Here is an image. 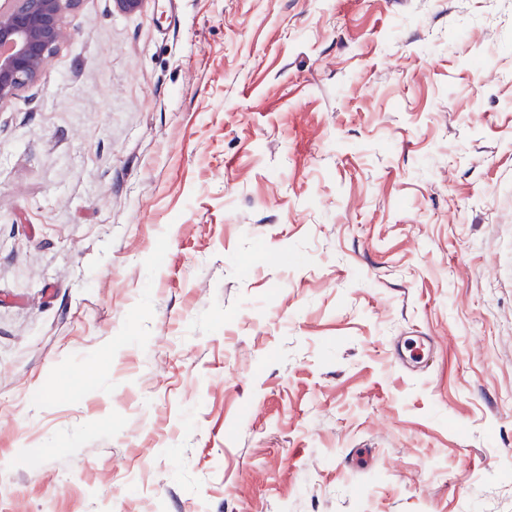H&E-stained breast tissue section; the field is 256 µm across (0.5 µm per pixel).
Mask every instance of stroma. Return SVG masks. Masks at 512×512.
<instances>
[{
  "label": "stroma",
  "mask_w": 512,
  "mask_h": 512,
  "mask_svg": "<svg viewBox=\"0 0 512 512\" xmlns=\"http://www.w3.org/2000/svg\"><path fill=\"white\" fill-rule=\"evenodd\" d=\"M64 23L0 104V512H512V0ZM414 341L418 344L421 353L418 357H414L409 353L408 343ZM433 339L429 336H416V338H408L395 348L394 357L404 366L409 364H419L425 356L431 351Z\"/></svg>",
  "instance_id": "35a3bbf8"
}]
</instances>
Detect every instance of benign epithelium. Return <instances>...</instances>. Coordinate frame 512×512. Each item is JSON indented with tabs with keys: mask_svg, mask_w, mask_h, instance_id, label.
Listing matches in <instances>:
<instances>
[{
	"mask_svg": "<svg viewBox=\"0 0 512 512\" xmlns=\"http://www.w3.org/2000/svg\"><path fill=\"white\" fill-rule=\"evenodd\" d=\"M79 0H0V103L38 82L55 47L71 37L63 17Z\"/></svg>",
	"mask_w": 512,
	"mask_h": 512,
	"instance_id": "benign-epithelium-1",
	"label": "benign epithelium"
}]
</instances>
